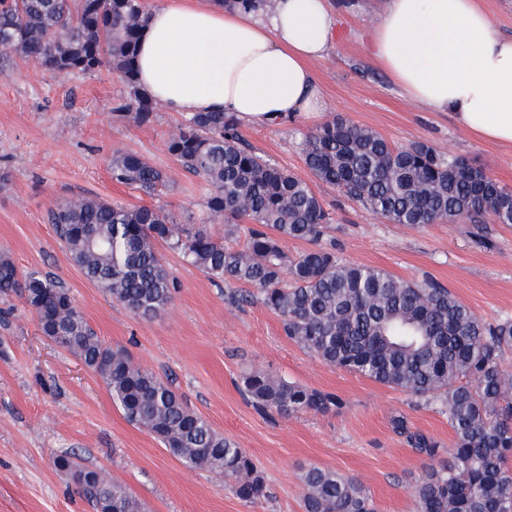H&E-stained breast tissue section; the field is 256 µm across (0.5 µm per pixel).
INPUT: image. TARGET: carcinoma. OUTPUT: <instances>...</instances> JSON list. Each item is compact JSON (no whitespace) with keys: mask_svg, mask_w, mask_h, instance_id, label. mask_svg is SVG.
<instances>
[{"mask_svg":"<svg viewBox=\"0 0 512 512\" xmlns=\"http://www.w3.org/2000/svg\"><path fill=\"white\" fill-rule=\"evenodd\" d=\"M254 13L273 0H215ZM148 11L143 0H0V62H34L59 75L118 74L125 95L120 119L153 121L158 102L139 86L133 60ZM188 172L208 185L206 218L179 224L162 206H127L74 195L49 214L74 266L96 287L142 318L171 305L177 283L158 252L165 244L211 279L235 284L231 303L260 302L285 336L325 363L401 389L448 417L454 441L445 450L403 415L394 432L432 461L411 486L415 512H512V318L488 322L447 287L424 277L402 280L346 260L324 244L331 217L304 180L249 144L223 112L184 117L166 143ZM301 153L314 177L391 224L424 226L466 217L512 224V188L474 163L423 142L392 146L376 131L333 118L303 134ZM112 181L149 198L166 187L164 171L139 154L116 150ZM224 225L217 238L211 223ZM242 237L243 248L224 244ZM291 239L311 244L291 254ZM19 294L42 335L78 357L105 381L128 422L146 430L190 468L224 475L249 503L268 497L253 459L190 410L172 385L105 344L56 277L21 272L0 254V296ZM243 391L262 413H329L342 406L327 392L253 371ZM448 458H442V455ZM81 476L76 485L96 512H140L121 484L57 455ZM304 512H375L354 476L310 466L302 470Z\"/></svg>","mask_w":512,"mask_h":512,"instance_id":"1","label":"carcinoma"}]
</instances>
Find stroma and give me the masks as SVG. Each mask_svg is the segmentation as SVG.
Masks as SVG:
<instances>
[{
	"label": "stroma",
	"mask_w": 512,
	"mask_h": 512,
	"mask_svg": "<svg viewBox=\"0 0 512 512\" xmlns=\"http://www.w3.org/2000/svg\"><path fill=\"white\" fill-rule=\"evenodd\" d=\"M384 0H339L338 39L313 65L322 111L286 125H245L246 140L267 158L310 181L331 212L326 242L351 262L412 280L430 277L479 317H512V224L466 218L412 227L378 219L335 188L313 180L298 148L303 133L335 116L370 127L392 145L423 142L481 166L512 187V147L481 140L448 112L411 101L371 57V26ZM124 94L116 73L60 76L31 63L0 75V253L20 270L61 279L106 344L168 379L194 412L236 441L269 490L253 504L232 482L186 467L151 435L129 423L103 379L48 341L18 295L0 297V512H94L55 454L73 452L84 465L127 485L145 512H303L301 469L331 468L358 478L376 512H413L411 484L429 465L391 427L412 426L450 448L453 434L438 406L326 365L282 332L264 306L229 304L223 283L175 251L159 252L178 283L162 316L142 319L114 303L73 266L48 213L74 194L129 206L146 198L113 182V150L136 152L167 174L158 197L182 224L204 217L207 184L165 147L182 116L160 110L149 124L113 116ZM336 393L342 406L326 414L257 412L239 389L250 371Z\"/></svg>",
	"instance_id": "35a3bbf8"
}]
</instances>
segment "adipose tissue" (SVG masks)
<instances>
[{
  "label": "adipose tissue",
  "mask_w": 512,
  "mask_h": 512,
  "mask_svg": "<svg viewBox=\"0 0 512 512\" xmlns=\"http://www.w3.org/2000/svg\"><path fill=\"white\" fill-rule=\"evenodd\" d=\"M332 0H276L254 14L213 0L151 9L134 59L140 87L172 112H226L280 126L322 108L315 61L337 37ZM371 56L413 102L512 147V36L480 0H386Z\"/></svg>",
  "instance_id": "ef3b65f1"
}]
</instances>
